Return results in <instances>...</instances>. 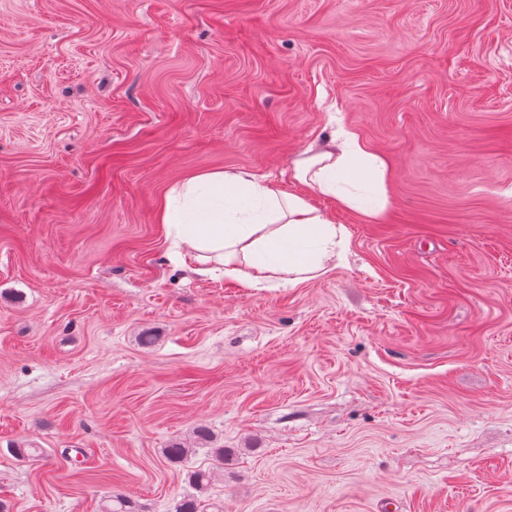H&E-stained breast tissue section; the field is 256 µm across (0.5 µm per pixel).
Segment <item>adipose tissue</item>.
I'll return each mask as SVG.
<instances>
[{
    "label": "adipose tissue",
    "mask_w": 512,
    "mask_h": 512,
    "mask_svg": "<svg viewBox=\"0 0 512 512\" xmlns=\"http://www.w3.org/2000/svg\"><path fill=\"white\" fill-rule=\"evenodd\" d=\"M385 163L356 138L325 141L293 161L290 184L244 169L184 177L167 192L160 220L178 262L223 267L251 287L263 279L298 284L326 274L336 257V225L315 203L328 197L376 221L384 192L351 195L349 185H383Z\"/></svg>",
    "instance_id": "ef3b65f1"
}]
</instances>
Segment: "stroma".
Here are the masks:
<instances>
[{"label":"stroma","mask_w":512,"mask_h":512,"mask_svg":"<svg viewBox=\"0 0 512 512\" xmlns=\"http://www.w3.org/2000/svg\"><path fill=\"white\" fill-rule=\"evenodd\" d=\"M341 129L335 268L173 261L176 182ZM219 447L204 512H512V0H0V501L174 512Z\"/></svg>","instance_id":"stroma-1"}]
</instances>
